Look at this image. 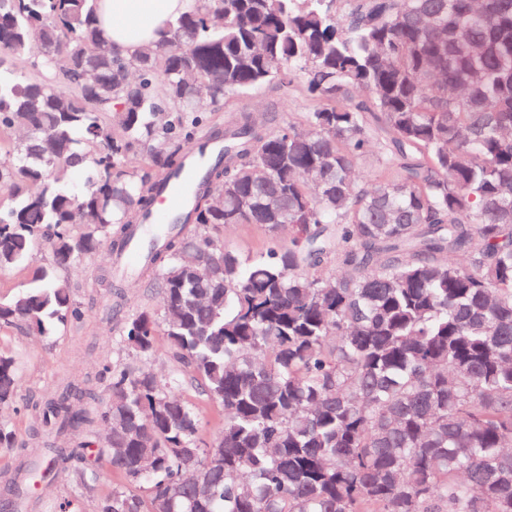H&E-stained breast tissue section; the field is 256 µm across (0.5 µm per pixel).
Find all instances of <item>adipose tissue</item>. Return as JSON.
I'll use <instances>...</instances> for the list:
<instances>
[{"instance_id": "1", "label": "adipose tissue", "mask_w": 512, "mask_h": 512, "mask_svg": "<svg viewBox=\"0 0 512 512\" xmlns=\"http://www.w3.org/2000/svg\"><path fill=\"white\" fill-rule=\"evenodd\" d=\"M192 0H98L97 23L113 50L136 55L154 42L166 24L189 11Z\"/></svg>"}]
</instances>
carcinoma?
<instances>
[{
  "mask_svg": "<svg viewBox=\"0 0 512 512\" xmlns=\"http://www.w3.org/2000/svg\"><path fill=\"white\" fill-rule=\"evenodd\" d=\"M96 3L0 5V271L39 238L53 257L0 298V325L82 319L57 270L107 241L120 257L146 185L193 149L224 151L180 220L195 230L144 263L164 315L125 322L141 365L106 367L103 399L70 385L44 405L59 433L109 428L123 483L95 512H512V0H195L132 59ZM296 71L302 126L208 116ZM136 150L147 171L114 175ZM368 152L363 185L351 169ZM226 224L292 235L243 260L213 235ZM161 326L188 373L147 366ZM187 382L224 409L210 448L199 408L170 395ZM17 390L1 352L0 407ZM33 436L40 460L9 496L41 462L97 478L79 449Z\"/></svg>",
  "mask_w": 512,
  "mask_h": 512,
  "instance_id": "1",
  "label": "carcinoma"
}]
</instances>
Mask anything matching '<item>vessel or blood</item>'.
<instances>
[{
  "label": "vessel or blood",
  "mask_w": 512,
  "mask_h": 512,
  "mask_svg": "<svg viewBox=\"0 0 512 512\" xmlns=\"http://www.w3.org/2000/svg\"><path fill=\"white\" fill-rule=\"evenodd\" d=\"M209 159L210 156L206 153L196 155L193 161L186 163L177 176L157 180L154 192L161 204V209L134 232L118 265L122 275L132 274L144 263L149 241L156 226H171L174 216L190 210L194 190L202 179Z\"/></svg>",
  "instance_id": "1"
}]
</instances>
